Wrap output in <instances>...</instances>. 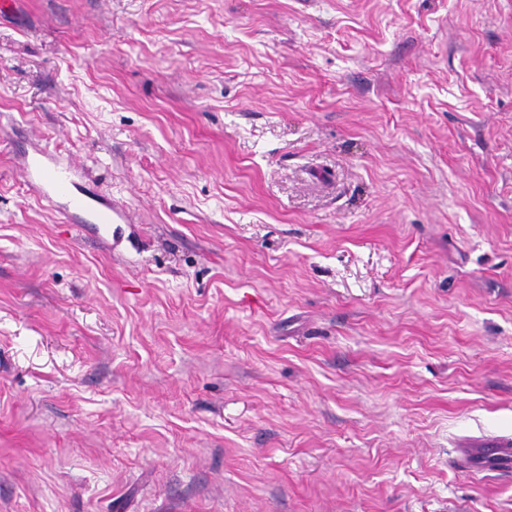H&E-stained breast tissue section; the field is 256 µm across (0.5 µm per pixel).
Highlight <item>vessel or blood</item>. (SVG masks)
I'll list each match as a JSON object with an SVG mask.
<instances>
[{
	"mask_svg": "<svg viewBox=\"0 0 512 512\" xmlns=\"http://www.w3.org/2000/svg\"><path fill=\"white\" fill-rule=\"evenodd\" d=\"M19 170L28 190L53 204L70 223L107 226L117 223L121 217L118 207L91 195L73 193L77 171L52 151L36 148L20 163ZM457 466L464 470L473 466L485 469L512 466V439L488 447L463 449Z\"/></svg>",
	"mask_w": 512,
	"mask_h": 512,
	"instance_id": "vessel-or-blood-1",
	"label": "vessel or blood"
}]
</instances>
